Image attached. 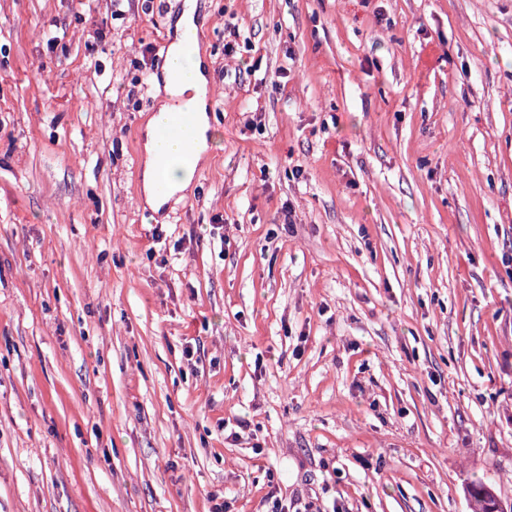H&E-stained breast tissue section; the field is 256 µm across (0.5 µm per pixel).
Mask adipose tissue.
Instances as JSON below:
<instances>
[{"label": "adipose tissue", "mask_w": 512, "mask_h": 512, "mask_svg": "<svg viewBox=\"0 0 512 512\" xmlns=\"http://www.w3.org/2000/svg\"><path fill=\"white\" fill-rule=\"evenodd\" d=\"M197 5L195 0H185L183 10L174 23L173 39L169 54L173 61L162 75L165 96L155 107L163 114L173 108L175 97L187 98L198 114L195 132V149L192 156H185L181 142L171 141L165 144L156 141L153 126H146L143 134V191L145 200L152 209H159L166 202L155 187L157 158L166 154L169 158L167 177L172 193L184 191L193 181L194 172L202 161L214 127L208 115V72L207 65L199 54L198 24L196 22Z\"/></svg>", "instance_id": "obj_1"}]
</instances>
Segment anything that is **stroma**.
Listing matches in <instances>:
<instances>
[{
    "label": "stroma",
    "mask_w": 512,
    "mask_h": 512,
    "mask_svg": "<svg viewBox=\"0 0 512 512\" xmlns=\"http://www.w3.org/2000/svg\"><path fill=\"white\" fill-rule=\"evenodd\" d=\"M183 4L0 0V512L512 500V0H196L155 212ZM183 10L174 23L173 39L170 44L169 54L174 63L181 61V69L176 71L174 67L167 66L162 75L165 98L161 99L155 107V112L160 115L169 112L158 123L155 135L159 141L165 142L173 138L193 142L192 132H195V149L189 160L184 163V145L180 141H171L161 144L154 136V124L156 117L146 126L143 134V191L147 204L154 210H158L173 195L184 191L193 181L194 171L203 160L205 151L215 130L208 115V72L207 64L199 54L198 49V24L196 22L197 4L195 0H185ZM188 62V64H186ZM176 96L189 100L196 112L184 108L178 99L173 108L172 99ZM172 110V111H171ZM198 112V115H197ZM163 150L169 158L167 177L170 183V192L164 176V168L167 160L164 159L157 173V190L155 187L157 158ZM494 493L496 494L497 492L492 486L480 481L467 487V494L475 508L474 512L491 511Z\"/></svg>",
    "instance_id": "obj_1"
}]
</instances>
